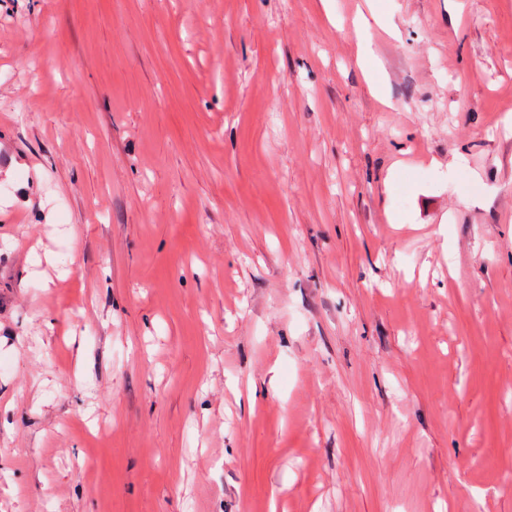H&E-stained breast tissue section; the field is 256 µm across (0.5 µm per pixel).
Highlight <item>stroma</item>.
I'll return each mask as SVG.
<instances>
[{"label": "stroma", "instance_id": "obj_1", "mask_svg": "<svg viewBox=\"0 0 512 512\" xmlns=\"http://www.w3.org/2000/svg\"><path fill=\"white\" fill-rule=\"evenodd\" d=\"M512 0H0V512H512Z\"/></svg>", "mask_w": 512, "mask_h": 512}]
</instances>
